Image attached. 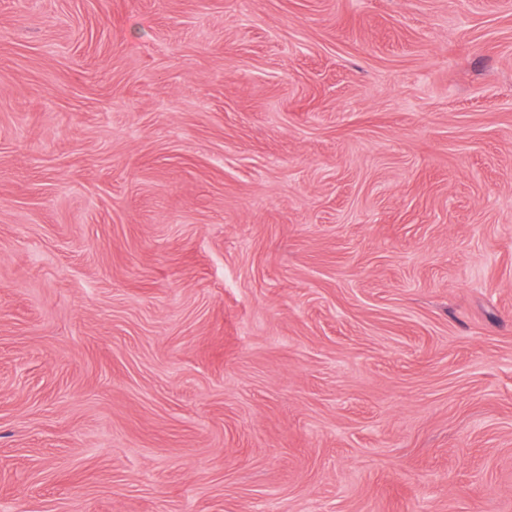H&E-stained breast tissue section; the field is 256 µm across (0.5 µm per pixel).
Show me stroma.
<instances>
[{
    "instance_id": "35a3bbf8",
    "label": "stroma",
    "mask_w": 512,
    "mask_h": 512,
    "mask_svg": "<svg viewBox=\"0 0 512 512\" xmlns=\"http://www.w3.org/2000/svg\"><path fill=\"white\" fill-rule=\"evenodd\" d=\"M0 512H512V0H0Z\"/></svg>"
}]
</instances>
